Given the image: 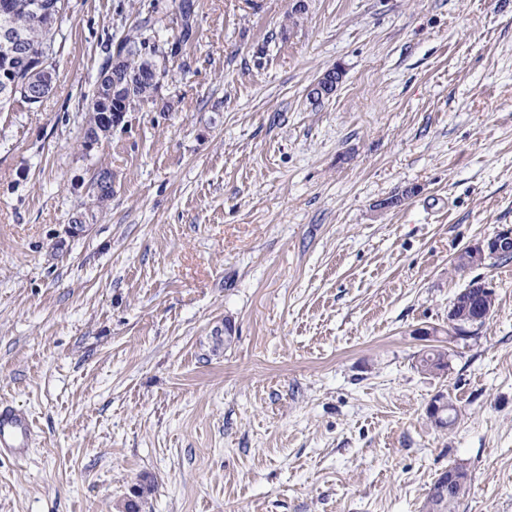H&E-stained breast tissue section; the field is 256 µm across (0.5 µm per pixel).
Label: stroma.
<instances>
[{
    "label": "stroma",
    "mask_w": 512,
    "mask_h": 512,
    "mask_svg": "<svg viewBox=\"0 0 512 512\" xmlns=\"http://www.w3.org/2000/svg\"><path fill=\"white\" fill-rule=\"evenodd\" d=\"M150 3L166 41L178 0H68L54 89L0 109V404L35 430L0 512L143 482V512H422L458 462V512H512V259L456 267L512 226V0H308L290 28L291 0H196L186 71L83 151ZM474 280L496 312L449 336ZM124 54V50L121 46H116L112 55L105 62L103 67L101 68L93 94L87 104V112H88V121L87 127L85 129L84 137L81 146L83 150L88 151L87 149V140L91 137H96V140L99 142L100 139L107 138L106 134H99L98 126H97V116L99 113H103L101 116L103 124L109 128V131L112 133V130L118 128L123 122L124 116L126 112H134L138 106L133 103L125 102L122 108L121 114H114L115 117H112L110 112L113 109H117V102L121 101L123 97L130 91V88H123L119 91L114 92L112 97V56L114 60L121 59ZM100 83V84H99ZM105 86V90L100 92V87ZM110 111V112H107ZM95 138L89 141V148H93L95 144H97ZM417 367L425 373L440 374L448 369V350L432 346L417 361Z\"/></svg>",
    "instance_id": "obj_1"
}]
</instances>
